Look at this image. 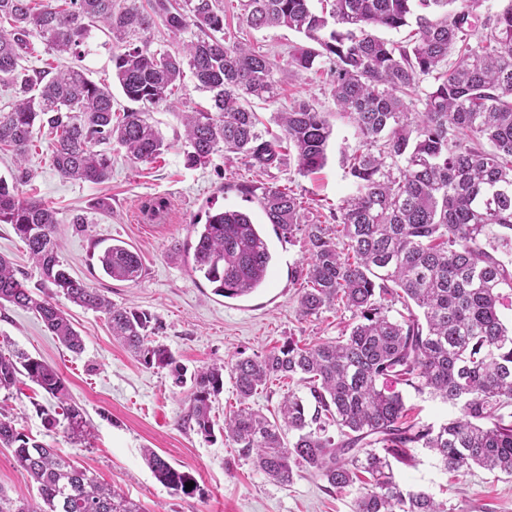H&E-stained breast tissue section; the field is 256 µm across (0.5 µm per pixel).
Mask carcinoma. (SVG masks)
Masks as SVG:
<instances>
[{
	"mask_svg": "<svg viewBox=\"0 0 512 512\" xmlns=\"http://www.w3.org/2000/svg\"><path fill=\"white\" fill-rule=\"evenodd\" d=\"M240 19L254 30L284 27L308 41L282 67L268 53L232 40L222 0H0V82L17 100L0 113V151L22 158L34 127L47 129L53 169L65 179L102 184L112 173V143L134 161L166 148L145 113L113 120L111 87L75 67L29 73L21 60L38 36L47 48L78 56L90 25L100 22L120 52L112 81L131 101L166 104L190 70L212 94L214 111L186 115L185 161L202 166L218 151L233 153L258 174L284 164L309 175L326 162L332 127L307 101L276 113L282 135L258 128L251 100L269 101L281 84L316 59L329 60L332 97L362 148L346 157L354 193L334 223L306 219L303 201L278 185L241 184L283 240L302 232L308 245L299 314L351 312L350 331L300 346L286 341L264 356H238L191 374L187 422L214 436L212 403L229 372L238 407L224 415L225 436L269 479L286 485L299 467L343 491L368 475L355 512H448L423 491L404 488L392 461L425 448L446 471L475 466L512 475V327L500 316L512 298V3L486 17L480 0H238ZM192 37L173 50L151 49L156 25ZM411 28L401 42L380 28ZM0 224H10L40 270L43 284L72 303L107 315L112 336L147 367L168 370L173 386L187 369L164 345L149 340L151 317L118 307L72 277L59 260L56 212L22 200L0 178ZM192 270L224 298L266 286L272 254L260 225L238 210L207 215L194 228ZM103 272L137 282L143 264L121 244L99 255ZM35 311L69 350L83 340L51 296H35L0 256V305ZM404 311L391 315L392 303ZM25 377L56 399L71 438L87 442L82 409L59 373L24 352L0 354V390ZM300 382L269 420L250 399L275 379ZM393 380L457 409L438 426L408 419ZM292 439L285 440L286 434ZM0 444L37 484L42 504L0 496V512H143L140 504L99 483L87 469L26 435L0 414ZM145 458L167 488L188 494L191 474L154 450Z\"/></svg>",
	"mask_w": 512,
	"mask_h": 512,
	"instance_id": "obj_1",
	"label": "carcinoma"
}]
</instances>
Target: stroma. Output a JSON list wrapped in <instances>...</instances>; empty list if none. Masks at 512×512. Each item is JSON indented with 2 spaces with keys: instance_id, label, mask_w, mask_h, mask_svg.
Masks as SVG:
<instances>
[{
  "instance_id": "35a3bbf8",
  "label": "stroma",
  "mask_w": 512,
  "mask_h": 512,
  "mask_svg": "<svg viewBox=\"0 0 512 512\" xmlns=\"http://www.w3.org/2000/svg\"><path fill=\"white\" fill-rule=\"evenodd\" d=\"M232 28L283 65L289 51L304 42L302 35L285 28L255 31L237 20ZM31 43L33 51L23 61L27 68L77 63L95 83L112 81L114 46L101 28H91L77 61L47 50L39 38ZM328 70V63L317 61L311 70L281 85L274 101L252 103L269 128L275 125L276 112L303 100L329 113L333 135L325 167L302 176L290 163L265 177L266 183L293 189L303 198L308 219L325 224L354 191L345 157L360 146L353 127L336 112ZM211 106L210 93L198 90L195 79L185 76L169 104L146 109L167 150L154 161L136 162L112 146V177L103 184L59 176L50 163L48 141L39 134L23 167H16L10 155H0V177L13 183L21 198L40 199L56 210L59 258L70 275L118 306L150 314L153 343L167 346L191 371L238 354L262 356L290 339L302 345L333 340L352 321L347 311L299 316L304 280L298 272L306 263L308 246L300 235L283 241L254 197L236 191V184L258 180L242 160L226 159L219 152L205 165H186L182 115ZM23 168L30 172L29 180H19ZM102 197L109 198L111 211L94 209ZM223 209L248 213L262 225L274 257L266 288L241 299L214 295L178 251L194 241V225ZM111 239L127 242L140 255L144 273L138 282L115 281L99 270L93 243ZM54 301L80 333V353L61 345L35 312L9 304L0 308V353L22 351L55 366L90 422L92 436L83 445L63 427L46 428L40 410L50 406L51 399L26 379L12 391H0V413L7 414L18 431L75 459L102 483L140 503L145 512H354L358 487L339 492L303 469L282 485L239 456L222 433L224 415L236 405L232 381H225L213 404L217 432L205 439L183 421L190 387L172 386L166 370L138 363L113 339L103 313L61 295ZM148 448L193 475L198 486L194 495L174 493L155 478L144 458ZM394 472L405 488L432 495L447 504L448 512H512V476L481 468L447 472L423 448L412 449L410 461L395 464ZM0 494L13 500L21 495L39 498L36 484L17 466L10 448L0 447Z\"/></svg>"
}]
</instances>
